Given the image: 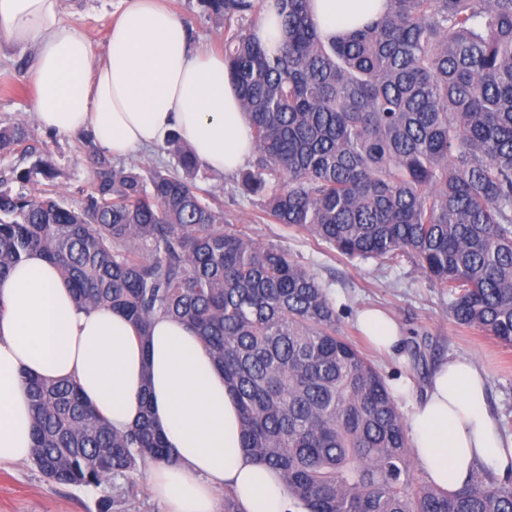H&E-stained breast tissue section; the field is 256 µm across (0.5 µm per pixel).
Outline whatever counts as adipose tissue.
<instances>
[{
	"label": "adipose tissue",
	"instance_id": "adipose-tissue-1",
	"mask_svg": "<svg viewBox=\"0 0 512 512\" xmlns=\"http://www.w3.org/2000/svg\"><path fill=\"white\" fill-rule=\"evenodd\" d=\"M125 2L97 58L88 30L64 24L67 0H0V38L37 48L30 81L40 127L92 132L99 150L115 158L177 130L204 168L237 171L255 147L223 53L192 48L184 21L163 0ZM312 2L314 20L331 35L366 24L384 4ZM358 323L378 348L401 340L381 310L361 311ZM28 374L76 380L117 432L140 420L139 394L150 389L153 424L172 450L171 461L147 470L159 512H219L217 493L226 488L242 512H307L278 471L243 452L237 400L190 325L157 317L141 340L122 314L79 307L37 251L0 279V463L30 457ZM408 422L416 461L445 490L460 489L481 469L512 468V435L500 431L485 375L470 358L453 356L432 370Z\"/></svg>",
	"mask_w": 512,
	"mask_h": 512
}]
</instances>
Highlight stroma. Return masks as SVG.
Masks as SVG:
<instances>
[{
    "mask_svg": "<svg viewBox=\"0 0 512 512\" xmlns=\"http://www.w3.org/2000/svg\"><path fill=\"white\" fill-rule=\"evenodd\" d=\"M192 34V45L218 50L224 30L204 15L197 0H168ZM122 9L121 0H74L66 24L88 27L92 50L102 56L109 27ZM36 50L27 44L0 40V123L32 121L35 91L28 71ZM38 154L57 168V183L71 204H78L91 183L92 172L82 136H59L33 128ZM238 174L209 171L202 188L223 206L225 219L257 242L287 250L289 258L313 273L326 288L343 336L353 341L384 375L388 386L405 384L409 393L397 396L401 413L423 396L429 375L441 361L454 355L474 358L488 383V401L504 433L512 434V347L455 323L448 312V296L435 288L409 260L379 265L374 260H351L307 234L270 222L256 198L243 195ZM373 306L388 312L402 329V340L391 351L370 347L356 327L357 311ZM101 490L59 485L43 478L30 461L0 466V512H99Z\"/></svg>",
    "mask_w": 512,
    "mask_h": 512,
    "instance_id": "stroma-1",
    "label": "stroma"
}]
</instances>
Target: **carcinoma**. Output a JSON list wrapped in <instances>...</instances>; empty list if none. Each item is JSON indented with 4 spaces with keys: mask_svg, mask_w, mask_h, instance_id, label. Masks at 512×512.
<instances>
[{
    "mask_svg": "<svg viewBox=\"0 0 512 512\" xmlns=\"http://www.w3.org/2000/svg\"><path fill=\"white\" fill-rule=\"evenodd\" d=\"M310 0H198L224 25V61L253 130L238 188L276 224L349 259H409L448 293L454 321L512 346V0H387L328 36ZM274 9V53L255 34ZM26 122L0 126V159L32 157ZM174 168L115 164L85 141L92 181L69 205L39 157L0 180V278L29 253L54 264L83 308L149 338L188 323L224 371L243 450L279 470L307 512H512V470L449 492L418 479L382 374L346 337L316 276L224 221L178 132ZM38 186L15 191L9 183ZM30 462L98 489L169 460L143 415L124 433L67 379L28 377Z\"/></svg>",
    "mask_w": 512,
    "mask_h": 512,
    "instance_id": "cac0c4a2",
    "label": "carcinoma"
}]
</instances>
